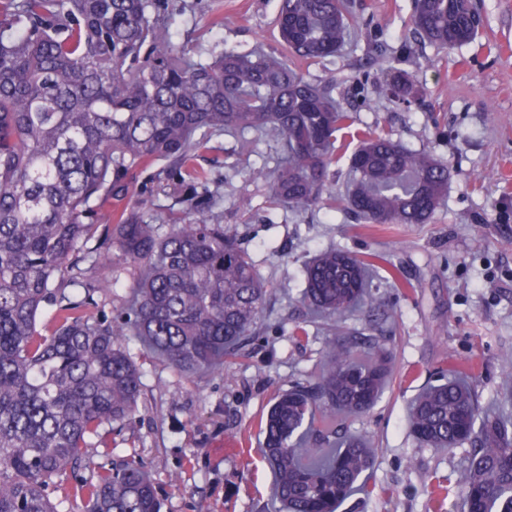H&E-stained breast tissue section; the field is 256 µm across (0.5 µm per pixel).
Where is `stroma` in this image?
<instances>
[{
	"mask_svg": "<svg viewBox=\"0 0 512 512\" xmlns=\"http://www.w3.org/2000/svg\"><path fill=\"white\" fill-rule=\"evenodd\" d=\"M173 42L204 59L263 44L281 53L278 0H168ZM476 38L438 48L420 40L411 0H351L385 60L407 71L421 93L408 103L379 100L378 66L366 36L351 37L340 55L302 63L356 118V128L391 134L447 162L448 195L426 224H363L344 207L300 213L268 210L267 187L251 171L274 145L250 155L236 138L210 136L197 151L211 190L221 195L216 223L252 253L272 294L262 328L229 375L188 377L127 342L143 374V395L123 431L103 430L93 465L132 456L150 470L160 512H274V474L261 452L259 424L272 395L312 376L326 340L324 323L300 301L303 263L335 246L374 253L373 281L389 320L378 335L393 356L389 387L367 414L348 421L369 438L376 456L367 493L340 512H459L454 472L470 448H425L407 414L416 394L439 375L470 368L481 406L502 400L504 351H512V0H475ZM179 482H172V475Z\"/></svg>",
	"mask_w": 512,
	"mask_h": 512,
	"instance_id": "35a3bbf8",
	"label": "stroma"
}]
</instances>
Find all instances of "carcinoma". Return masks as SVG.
<instances>
[{"label":"carcinoma","instance_id":"1","mask_svg":"<svg viewBox=\"0 0 512 512\" xmlns=\"http://www.w3.org/2000/svg\"><path fill=\"white\" fill-rule=\"evenodd\" d=\"M415 32L461 46L478 33L471 0H412ZM357 24L349 0H280L281 40L306 62L336 56ZM401 75L380 92L406 100ZM353 115L321 84L262 49L195 60L169 32L165 0H0V512H60L56 479L101 430L138 409L142 375L130 336L189 376L229 374L257 334L269 288L247 247L213 222L218 196L190 193L192 213H103L130 192V175L167 160L172 187L207 185L192 164L198 132L229 133L247 151L279 147L252 171L275 209L336 208L337 134ZM448 164L388 134L364 132L350 157L346 209L367 224H426L448 194ZM135 279L120 305L93 313L116 281L68 284L107 267L112 250ZM373 256L326 247L305 265L303 300L330 333L316 379L279 390L260 423L280 512H338L366 488L375 449L343 432L390 381V358L357 310L386 306ZM55 308L43 335L37 318ZM423 447L468 445L455 473L464 512H512V418L481 408L466 370L429 384L408 411ZM86 512H159L145 466L115 457L82 480Z\"/></svg>","mask_w":512,"mask_h":512}]
</instances>
